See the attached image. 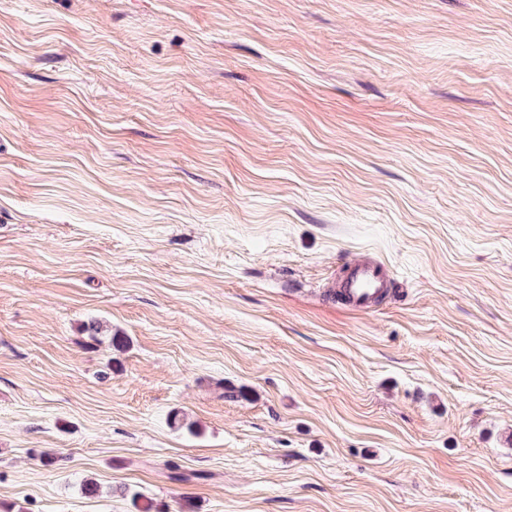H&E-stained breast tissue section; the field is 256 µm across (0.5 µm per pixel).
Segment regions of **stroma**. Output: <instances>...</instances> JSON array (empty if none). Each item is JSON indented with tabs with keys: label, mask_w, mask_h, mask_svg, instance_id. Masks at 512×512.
<instances>
[{
	"label": "stroma",
	"mask_w": 512,
	"mask_h": 512,
	"mask_svg": "<svg viewBox=\"0 0 512 512\" xmlns=\"http://www.w3.org/2000/svg\"><path fill=\"white\" fill-rule=\"evenodd\" d=\"M0 512H512V0H0ZM393 285L391 271L385 264L365 260L348 267L339 292L351 309L365 311L376 304L379 297L387 294Z\"/></svg>",
	"instance_id": "1"
}]
</instances>
